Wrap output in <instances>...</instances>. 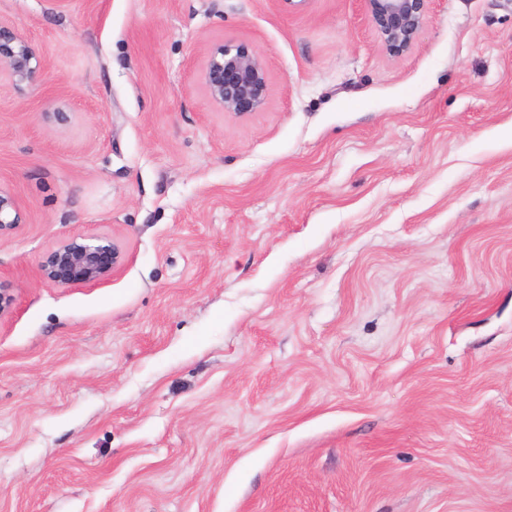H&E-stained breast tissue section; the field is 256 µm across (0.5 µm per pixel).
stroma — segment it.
Returning a JSON list of instances; mask_svg holds the SVG:
<instances>
[{"mask_svg":"<svg viewBox=\"0 0 512 512\" xmlns=\"http://www.w3.org/2000/svg\"><path fill=\"white\" fill-rule=\"evenodd\" d=\"M0 512H512V0H0ZM264 105L228 116L209 51ZM68 123L52 120L55 112ZM115 241L49 285L63 242ZM383 46L398 54L410 48L424 28L432 0H366ZM42 65L28 39L0 21V82L6 78L16 87L33 86L42 77ZM202 78L208 96L227 114L241 117L265 102L266 64L243 45L213 48ZM22 217L16 199L0 190V235L9 232L21 224ZM122 261L123 253L114 242L72 239L52 251L39 271L42 280L52 285L92 283L110 276Z\"/></svg>","mask_w":512,"mask_h":512,"instance_id":"stroma-1","label":"stroma"}]
</instances>
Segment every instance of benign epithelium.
Returning <instances> with one entry per match:
<instances>
[{"mask_svg":"<svg viewBox=\"0 0 512 512\" xmlns=\"http://www.w3.org/2000/svg\"><path fill=\"white\" fill-rule=\"evenodd\" d=\"M383 46L398 54L410 48L424 28L432 0H366ZM42 65L28 39L0 21V79L16 87L33 86ZM267 70L262 57L243 45L213 48L203 71L208 96L225 113L244 116L265 102ZM16 199L0 190V234L21 223ZM123 261L113 242L98 237L72 239L52 251L40 266L42 280L52 285L92 283L112 274Z\"/></svg>","mask_w":512,"mask_h":512,"instance_id":"7a95c632","label":"benign epithelium"}]
</instances>
